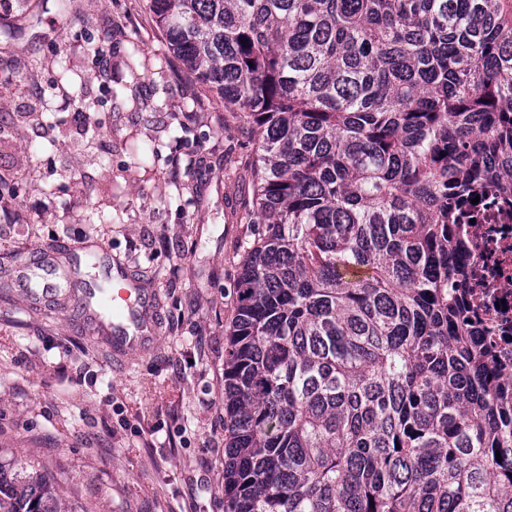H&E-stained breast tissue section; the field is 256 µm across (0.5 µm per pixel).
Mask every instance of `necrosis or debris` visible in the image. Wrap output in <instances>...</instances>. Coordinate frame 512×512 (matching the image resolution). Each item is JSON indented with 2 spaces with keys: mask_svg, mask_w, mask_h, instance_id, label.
<instances>
[{
  "mask_svg": "<svg viewBox=\"0 0 512 512\" xmlns=\"http://www.w3.org/2000/svg\"><path fill=\"white\" fill-rule=\"evenodd\" d=\"M462 209L453 226L465 272L464 300L482 325L498 367L512 372V202L495 184Z\"/></svg>",
  "mask_w": 512,
  "mask_h": 512,
  "instance_id": "1",
  "label": "necrosis or debris"
}]
</instances>
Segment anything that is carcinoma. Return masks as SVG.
I'll return each instance as SVG.
<instances>
[{"instance_id":"obj_1","label":"carcinoma","mask_w":512,"mask_h":512,"mask_svg":"<svg viewBox=\"0 0 512 512\" xmlns=\"http://www.w3.org/2000/svg\"><path fill=\"white\" fill-rule=\"evenodd\" d=\"M147 6L260 148L227 512H512V378L451 281L463 203L512 194V0ZM0 512H60L56 486L0 468Z\"/></svg>"}]
</instances>
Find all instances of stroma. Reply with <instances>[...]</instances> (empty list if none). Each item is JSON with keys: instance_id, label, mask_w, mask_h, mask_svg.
I'll return each mask as SVG.
<instances>
[{"instance_id": "obj_1", "label": "stroma", "mask_w": 512, "mask_h": 512, "mask_svg": "<svg viewBox=\"0 0 512 512\" xmlns=\"http://www.w3.org/2000/svg\"><path fill=\"white\" fill-rule=\"evenodd\" d=\"M4 18L0 176L26 187L0 201V467L38 464L62 512H224V330L256 145L146 0H7ZM90 256L139 287L146 342L83 307Z\"/></svg>"}]
</instances>
